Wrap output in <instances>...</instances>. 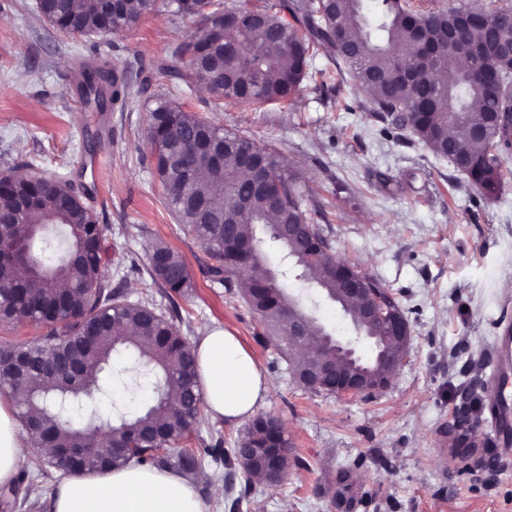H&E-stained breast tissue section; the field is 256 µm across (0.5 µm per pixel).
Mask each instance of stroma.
<instances>
[{"instance_id":"obj_1","label":"stroma","mask_w":512,"mask_h":512,"mask_svg":"<svg viewBox=\"0 0 512 512\" xmlns=\"http://www.w3.org/2000/svg\"><path fill=\"white\" fill-rule=\"evenodd\" d=\"M34 2L0 0V171L84 172L98 190L96 219L111 229L104 259L113 287L133 301L152 298L164 312L179 309L190 341L210 326L230 330L274 383L255 414L283 421L287 476L270 486L203 457L207 479L195 488L207 512H512V456L492 444L480 380L512 296V176L498 197H484L408 129L373 112L370 95L351 92L322 54L315 65L328 74L324 87H305L291 105H232L201 88L184 100L186 110L275 148L336 255L392 289L407 312L412 342L387 388L349 399L303 390L275 347L258 342L262 326L242 283L211 287L205 248L165 205L146 141L158 86L104 114L86 111L75 95L73 59L105 58L132 77L141 63L168 56L194 24L160 2L115 34L70 36L39 22ZM158 240L184 256L188 295L171 300L151 286L146 266ZM288 286L319 322L349 333L316 290ZM247 427L209 416L190 445L230 449ZM443 428L465 434L475 452L461 459L438 448ZM62 477L52 467L30 472L0 512H47Z\"/></svg>"}]
</instances>
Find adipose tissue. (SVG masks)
Returning <instances> with one entry per match:
<instances>
[{
  "label": "adipose tissue",
  "instance_id": "obj_1",
  "mask_svg": "<svg viewBox=\"0 0 512 512\" xmlns=\"http://www.w3.org/2000/svg\"><path fill=\"white\" fill-rule=\"evenodd\" d=\"M199 390L215 417H249L273 382L236 336L211 327L195 347ZM30 450L18 433L11 406L0 401V484L12 482ZM48 512H206L194 485L177 472L130 466L71 476L51 495Z\"/></svg>",
  "mask_w": 512,
  "mask_h": 512
}]
</instances>
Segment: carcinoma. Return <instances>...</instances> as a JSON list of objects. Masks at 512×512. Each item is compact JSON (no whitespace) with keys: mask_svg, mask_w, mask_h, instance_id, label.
I'll list each match as a JSON object with an SVG mask.
<instances>
[{"mask_svg":"<svg viewBox=\"0 0 512 512\" xmlns=\"http://www.w3.org/2000/svg\"><path fill=\"white\" fill-rule=\"evenodd\" d=\"M150 0H123L122 13L112 16L105 0H36L38 17L54 30L91 36L112 25L130 27L153 11ZM173 15L198 25L194 37L177 45L167 60L153 64L142 83L165 78L171 85L203 86L216 100L234 104L284 106L293 102L305 84L318 83L323 73L313 67L323 51L343 67L354 85L372 90L370 78L381 79L373 109L394 118L433 155L448 160L469 186L495 197L504 183V149L512 146V6L494 10L468 9L469 23L457 10H440L410 0H276L264 8L233 9L220 0H168ZM235 11L239 23L224 31V13ZM489 55L478 64L461 57L465 47ZM76 93L90 112L125 107L137 95L126 75L107 59L85 58L76 64ZM147 134L155 175L166 205L185 231L205 247L212 285L232 288L238 272L249 287L243 294L259 315L262 339L272 341L300 387L331 393L332 380L308 386L306 377L318 359L299 365L294 325L303 336L320 335L315 321L288 320V304L301 306L268 265L264 245L271 244L288 262L294 278L318 289L328 300L336 293V255L316 224L307 246L288 236V225L310 224L298 181L282 172L279 154L252 139L228 133L213 121L186 110L173 93L164 90L147 112ZM257 152L265 157L272 186L284 203L271 208L268 196L252 191L241 157ZM176 153L192 155L183 169L172 161ZM91 191L63 176H30L0 187V322L14 321L25 312L46 329L41 346L0 348V386L9 390L23 430L35 448H91L98 433L92 424L71 419L74 413L96 414L94 401L103 394L91 380L106 372L112 356L128 354L153 364L155 380L149 404L135 414L112 416V444L129 449L109 459L101 451L68 468L93 472L119 468L132 461L159 470L193 473L197 449L178 448L160 455L145 440L159 431L175 446L203 420V410H185L186 390L196 385L192 347L175 322L148 300L129 302L112 290L104 271L106 228L98 224L87 200ZM240 244L253 246L249 255L224 243V231ZM36 269L18 278L24 264ZM147 273L165 296L187 295L194 288L183 255L164 241L148 257ZM368 287L403 312L397 297L376 278L362 273ZM88 334L94 348L80 355L82 380L74 387L66 379L48 386L36 372L20 381L8 373V363L25 353L37 363L43 353L72 351ZM363 335L381 341L384 354L375 370L385 373L400 342L381 322L363 328ZM278 447L291 457L288 439L254 420L232 456L248 476L264 471L260 457Z\"/></svg>","mask_w":512,"mask_h":512,"instance_id":"1","label":"carcinoma"}]
</instances>
